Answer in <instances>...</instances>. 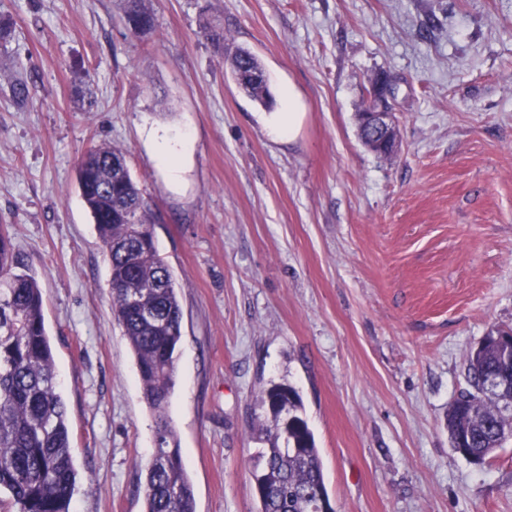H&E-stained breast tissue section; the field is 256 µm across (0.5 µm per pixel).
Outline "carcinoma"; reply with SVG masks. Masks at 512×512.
I'll list each match as a JSON object with an SVG mask.
<instances>
[{
  "label": "carcinoma",
  "mask_w": 512,
  "mask_h": 512,
  "mask_svg": "<svg viewBox=\"0 0 512 512\" xmlns=\"http://www.w3.org/2000/svg\"><path fill=\"white\" fill-rule=\"evenodd\" d=\"M133 36L154 30L142 0H124ZM239 88L258 105L271 103L258 57L239 48L227 58ZM81 196L108 256L112 312L135 358L143 396L155 414L154 454L147 467L144 512H196L190 477L166 412L176 385L183 312L176 279L159 257L155 218L121 152L102 145L78 165ZM8 225L0 224V491L16 512H71L77 483L67 411L57 388L54 359L37 280L17 273ZM471 389L448 408L453 448L475 464L512 438V402L488 386L512 379V345L500 330L488 333L467 355ZM264 419L261 464L252 473L259 486L258 512H316L330 504L319 448L303 417L298 391L273 383L261 392Z\"/></svg>",
  "instance_id": "cac0c4a2"
}]
</instances>
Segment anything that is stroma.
Returning a JSON list of instances; mask_svg holds the SVG:
<instances>
[{
    "label": "stroma",
    "mask_w": 512,
    "mask_h": 512,
    "mask_svg": "<svg viewBox=\"0 0 512 512\" xmlns=\"http://www.w3.org/2000/svg\"><path fill=\"white\" fill-rule=\"evenodd\" d=\"M0 0V224L38 281L77 471L71 512H142L155 417L79 191L120 150L183 309L167 414L196 512H256V400L295 387L336 512H512V439L452 448L467 354L512 329V0ZM261 59L264 109L202 31ZM392 80L397 148L357 114ZM27 83L17 99L13 86ZM292 93L293 140L265 122ZM189 134L179 179L155 136ZM143 0H124V18L128 32L133 36L146 34L154 30L153 13L142 6Z\"/></svg>",
    "instance_id": "stroma-1"
}]
</instances>
